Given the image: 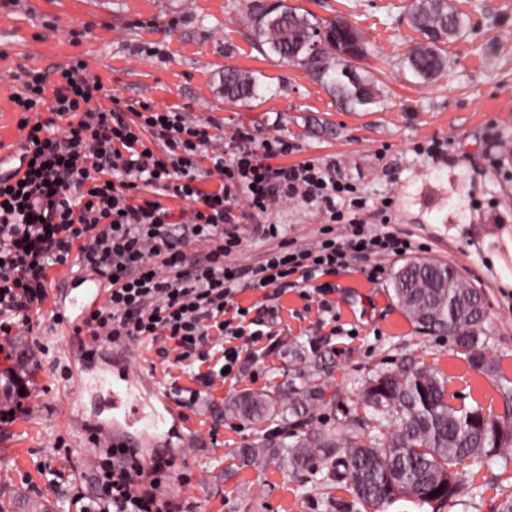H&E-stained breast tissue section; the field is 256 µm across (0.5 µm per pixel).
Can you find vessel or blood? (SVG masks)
Instances as JSON below:
<instances>
[{"label": "vessel or blood", "mask_w": 512, "mask_h": 512, "mask_svg": "<svg viewBox=\"0 0 512 512\" xmlns=\"http://www.w3.org/2000/svg\"><path fill=\"white\" fill-rule=\"evenodd\" d=\"M106 293L94 278L65 273L53 290V312L64 318L65 355L71 379L65 389L73 423L92 428L95 447L114 444L126 448H153L163 435L160 425L173 409L167 393L154 388L143 366L125 360L122 368L92 370L107 348L90 352L82 332L85 319L101 306Z\"/></svg>", "instance_id": "obj_1"}]
</instances>
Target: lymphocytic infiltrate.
<instances>
[{"mask_svg":"<svg viewBox=\"0 0 512 512\" xmlns=\"http://www.w3.org/2000/svg\"><path fill=\"white\" fill-rule=\"evenodd\" d=\"M15 102L25 136L19 163L0 175V353L33 333L47 316L52 271L78 265L106 288V301L86 324L91 344L131 348L157 343L160 356L207 362L221 345L228 371L252 367L271 333L252 328L246 290L278 300L288 289L313 285L322 311H331L327 276L357 262L409 251L408 240L357 219L366 202L336 175L335 162L279 164L293 147L241 130L212 156L221 177L201 189L200 160L212 121L144 104L133 114L108 106L101 79L75 60L54 73L20 69ZM186 202L173 213L142 190ZM300 199L325 218L314 242L282 239L277 225L261 230L272 246L252 264L242 248L239 200L260 212ZM345 232H337V224ZM195 244L186 252V244ZM161 456L114 446L94 468L96 494L76 491L78 512H172L168 490L189 484Z\"/></svg>","mask_w":512,"mask_h":512,"instance_id":"lymphocytic-infiltrate-1","label":"lymphocytic infiltrate"}]
</instances>
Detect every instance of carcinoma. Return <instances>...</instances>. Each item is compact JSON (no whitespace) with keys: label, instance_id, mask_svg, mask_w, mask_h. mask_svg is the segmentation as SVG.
Instances as JSON below:
<instances>
[{"label":"carcinoma","instance_id":"carcinoma-1","mask_svg":"<svg viewBox=\"0 0 512 512\" xmlns=\"http://www.w3.org/2000/svg\"><path fill=\"white\" fill-rule=\"evenodd\" d=\"M249 17L261 52L307 70L330 88L342 108L381 103L376 79L351 63L367 56L368 46L350 22L321 21L285 2L268 9L259 0L250 6ZM410 23L418 38L402 55L401 70L424 83L444 76V45L464 31L467 18L450 0H412ZM261 92L253 73L224 70L225 100L245 104ZM448 270L433 260L409 261L395 274L393 297L419 331L449 336L469 369L500 379L504 412L478 402L456 405L451 376L405 358L397 369L365 381L360 398L372 415L350 418L340 432L316 424L318 410L341 403L339 394L320 382L318 361L298 371V386L245 391L225 404L229 417L277 426L276 433L237 449L234 459L247 467L278 459L293 470L310 469L321 475V488L345 484L356 503L376 512L396 497L445 504L461 494L462 470L492 457L512 458V379L480 340L487 317L484 295L456 270L447 279Z\"/></svg>","mask_w":512,"mask_h":512}]
</instances>
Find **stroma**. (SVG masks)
<instances>
[{
    "mask_svg": "<svg viewBox=\"0 0 512 512\" xmlns=\"http://www.w3.org/2000/svg\"><path fill=\"white\" fill-rule=\"evenodd\" d=\"M248 2L13 0L0 5V84H12L22 66L47 70L82 59L121 102L170 107L214 122L211 151L223 152L245 128L256 138L277 135L293 144L285 163L337 160L342 180L366 200L360 220L388 225L412 242V251L382 259L375 282L367 280L366 263L333 275L329 314L314 293L305 299L289 290L274 312L263 306L261 292L239 294L240 305L271 332L275 345L237 377L207 387L151 345L129 351L161 390L187 402L168 437L176 471L192 476L189 485L171 490L178 512H358L344 486L324 504L309 470L275 460L257 468L234 464V449L259 432L226 417L224 403L244 390L294 382L299 351L322 359L323 381L344 399L343 408L318 411L323 425L359 412L361 382L407 356L456 375L461 402H469L474 386L502 411L496 382L459 381L463 368L450 340L416 329L392 297V280L412 259L453 265L484 292L488 318L480 339L512 374V0H453L471 25L447 46V74L428 83L404 77L399 66L416 36L411 0H288L324 20L344 18L362 32L371 49L364 64L383 87L384 100L357 112L340 108L327 86L303 68L258 51ZM228 67L257 75L264 96L245 106L226 103L222 78ZM432 149L440 151L438 160L429 158ZM239 218L241 263L269 246L255 225H279L287 239L303 243L323 222L300 202L265 213L249 209ZM33 383L27 414L0 423V512H73L66 487L94 493L91 468L77 446L80 432L67 424L62 382L44 368ZM60 437L75 451L58 487L44 467ZM463 483L467 495L440 512H499L500 503L512 499V462L489 459Z\"/></svg>",
    "mask_w": 512,
    "mask_h": 512,
    "instance_id": "obj_1",
    "label": "stroma"
}]
</instances>
